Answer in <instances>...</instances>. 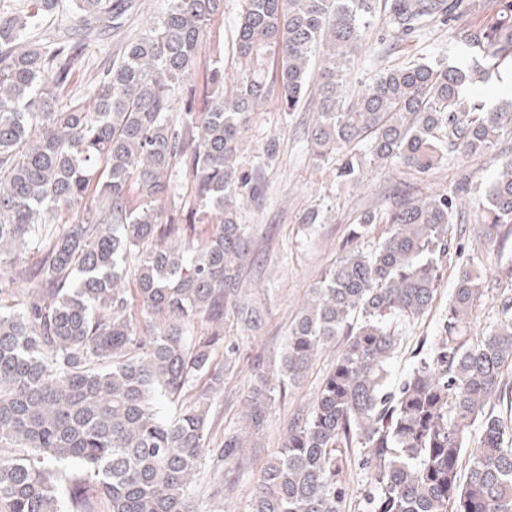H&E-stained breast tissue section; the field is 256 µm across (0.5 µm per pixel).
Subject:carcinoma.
Returning <instances> with one entry per match:
<instances>
[{"mask_svg": "<svg viewBox=\"0 0 512 512\" xmlns=\"http://www.w3.org/2000/svg\"><path fill=\"white\" fill-rule=\"evenodd\" d=\"M243 2L244 73L228 86L221 67L207 66L199 106L190 79L223 0H168L156 24L126 40L90 106L62 103L84 65L81 44L33 40L58 0L0 11V512H193L206 452L226 465L244 458L271 399L261 368L246 431L211 447L212 407L237 355L226 306L242 333L263 321L241 301L250 234L238 221L263 181L237 154L268 99L299 109L316 56L310 148L316 163L336 162L341 180L398 164L426 182L451 156H490L496 169L482 195L462 181L425 192L404 184L357 216L349 248L293 320L276 374L292 384L324 345L341 336L343 349L259 475L251 512H344L355 446L369 483L364 512H512V430L494 406L512 402L502 382L512 300L472 339L487 288L476 266L458 268L434 342L388 387L397 327L432 307L452 225L477 221L512 283V149L501 147L512 112L472 92L512 63V0H483L478 24L464 22L473 0ZM71 7L87 31L124 27L123 0ZM374 22L395 43L427 23L448 26L463 58L386 69L348 98ZM271 54L280 65L268 79ZM23 249L40 253L38 264L6 269Z\"/></svg>", "mask_w": 512, "mask_h": 512, "instance_id": "carcinoma-1", "label": "carcinoma"}]
</instances>
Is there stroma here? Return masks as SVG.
Listing matches in <instances>:
<instances>
[{
	"mask_svg": "<svg viewBox=\"0 0 512 512\" xmlns=\"http://www.w3.org/2000/svg\"><path fill=\"white\" fill-rule=\"evenodd\" d=\"M135 2V10L128 16L126 34L97 41L87 48L85 64L75 73L70 85L74 97L91 101L99 72L122 51L126 35L144 32L166 7L165 0ZM242 8V0H224V14L209 32L203 53L204 60H214L223 66L229 81L243 73L234 45ZM457 51L454 34L445 26H426L397 48L393 47L386 30L373 27L367 33L363 51L352 64L349 86L360 89L384 69L413 61L448 62ZM313 119L309 110L287 113L278 101H270L263 111L254 114L238 154L242 168L264 169L262 201L243 203L238 210L240 223L249 225L251 233L250 257L243 272L248 299L263 308L264 322L257 332L244 335L237 330L233 316L225 318L226 331L236 342L238 354L224 376V398L213 407L223 433L244 428L245 399L255 361H262L264 368L270 370L277 368L292 319L323 270L343 254L358 213L381 208L398 183L412 179L409 170L391 166L367 169L357 183L339 182L333 164H316L311 156L309 134ZM272 140L278 145V157L267 168L263 165V149ZM494 173L492 158L452 157L436 169L431 181L441 189L463 180L482 188ZM311 208L320 210L321 221L308 228L301 224L300 218ZM453 282V270H445L431 311L414 329L403 331L391 367V386L401 383L433 341L437 322L448 308ZM340 348V342L331 343L316 355L300 382L276 388L266 410L263 430L255 436L246 455V472L230 487L214 492L213 462L204 459L191 493L196 512H250L260 472L280 450L291 419L312 406Z\"/></svg>",
	"mask_w": 512,
	"mask_h": 512,
	"instance_id": "35a3bbf8",
	"label": "stroma"
}]
</instances>
